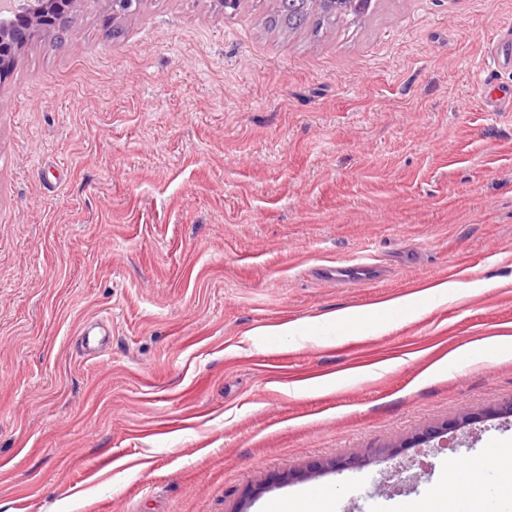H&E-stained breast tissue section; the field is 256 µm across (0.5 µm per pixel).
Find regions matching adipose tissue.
I'll return each mask as SVG.
<instances>
[{
    "mask_svg": "<svg viewBox=\"0 0 512 512\" xmlns=\"http://www.w3.org/2000/svg\"><path fill=\"white\" fill-rule=\"evenodd\" d=\"M410 305L407 299L392 300L357 312L349 309L337 311L329 314L327 321L336 327L358 324L372 329L389 318L393 310ZM490 469L499 478L498 494L501 500L512 508V448L505 446L489 450L483 458L473 460L466 468L454 469L453 492H445V479L435 481L436 491L431 499L409 508L408 512H484L489 493L486 472Z\"/></svg>",
    "mask_w": 512,
    "mask_h": 512,
    "instance_id": "adipose-tissue-1",
    "label": "adipose tissue"
}]
</instances>
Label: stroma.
I'll return each mask as SVG.
<instances>
[{"label": "stroma", "mask_w": 512, "mask_h": 512, "mask_svg": "<svg viewBox=\"0 0 512 512\" xmlns=\"http://www.w3.org/2000/svg\"><path fill=\"white\" fill-rule=\"evenodd\" d=\"M372 2L316 37L269 30L274 0H142L119 40L102 4L21 50L0 512H264L314 484L386 512L512 442V357L453 356L512 336V109L474 73L512 0ZM443 282L383 328L321 321Z\"/></svg>", "instance_id": "35a3bbf8"}]
</instances>
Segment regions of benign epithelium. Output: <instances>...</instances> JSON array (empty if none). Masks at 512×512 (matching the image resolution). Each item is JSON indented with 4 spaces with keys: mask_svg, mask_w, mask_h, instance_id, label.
Listing matches in <instances>:
<instances>
[{
    "mask_svg": "<svg viewBox=\"0 0 512 512\" xmlns=\"http://www.w3.org/2000/svg\"><path fill=\"white\" fill-rule=\"evenodd\" d=\"M87 0H0V81L14 66L17 52L49 29L75 23Z\"/></svg>",
    "mask_w": 512,
    "mask_h": 512,
    "instance_id": "7a95c632",
    "label": "benign epithelium"
}]
</instances>
